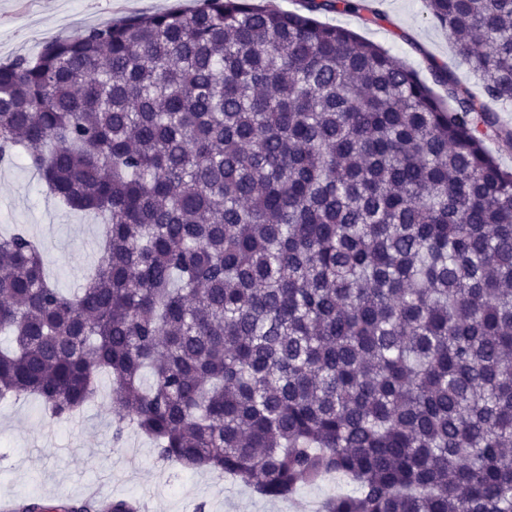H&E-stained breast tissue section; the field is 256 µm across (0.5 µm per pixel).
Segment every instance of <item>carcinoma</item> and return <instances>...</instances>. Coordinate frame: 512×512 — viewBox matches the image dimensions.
I'll list each match as a JSON object with an SVG mask.
<instances>
[{"instance_id":"1","label":"carcinoma","mask_w":512,"mask_h":512,"mask_svg":"<svg viewBox=\"0 0 512 512\" xmlns=\"http://www.w3.org/2000/svg\"><path fill=\"white\" fill-rule=\"evenodd\" d=\"M201 0L0 63L26 154L104 243L64 293L0 235V401L70 418L112 384L159 456L322 512H512V0H426L476 78L320 20Z\"/></svg>"}]
</instances>
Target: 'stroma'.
Wrapping results in <instances>:
<instances>
[{
  "mask_svg": "<svg viewBox=\"0 0 512 512\" xmlns=\"http://www.w3.org/2000/svg\"><path fill=\"white\" fill-rule=\"evenodd\" d=\"M198 0H0V62L37 54L60 35L124 18L185 11ZM378 14L331 13L326 22L348 28L396 59L427 73L429 62L448 67L465 84L475 79L455 52L446 30L426 17L423 0H365ZM25 225L40 238L51 258L50 280L72 290L94 264L102 229L91 216L60 206L21 157L0 166V232ZM112 388L101 378L98 395L79 415L56 419L34 397L0 401V499L85 498L95 485L116 498L144 501L146 512H317L330 497L350 492L347 478L330 475L301 486L287 500L257 497L222 472L184 469L158 456L154 443L135 428L113 438L109 406Z\"/></svg>",
  "mask_w": 512,
  "mask_h": 512,
  "instance_id": "stroma-1",
  "label": "stroma"
}]
</instances>
